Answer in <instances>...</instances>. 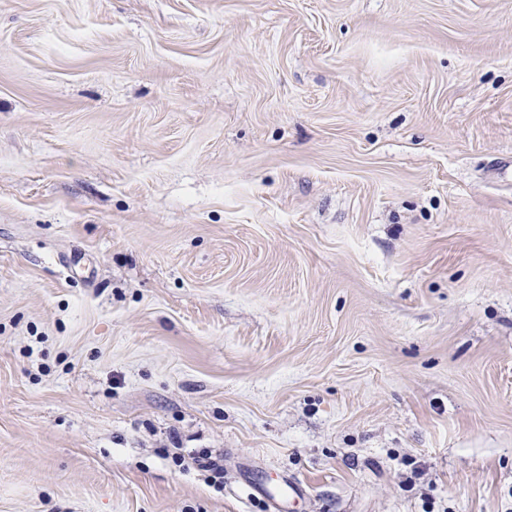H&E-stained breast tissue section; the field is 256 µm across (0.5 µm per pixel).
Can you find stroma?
<instances>
[{
  "label": "stroma",
  "instance_id": "1",
  "mask_svg": "<svg viewBox=\"0 0 512 512\" xmlns=\"http://www.w3.org/2000/svg\"><path fill=\"white\" fill-rule=\"evenodd\" d=\"M287 479L512 512V0H0V512Z\"/></svg>",
  "mask_w": 512,
  "mask_h": 512
}]
</instances>
